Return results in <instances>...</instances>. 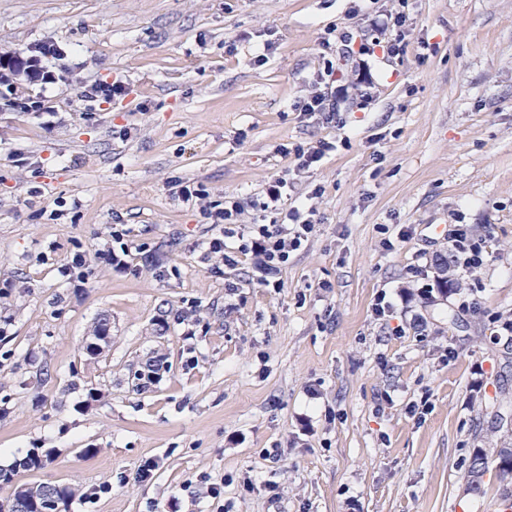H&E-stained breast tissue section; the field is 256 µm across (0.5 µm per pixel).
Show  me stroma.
<instances>
[{"label": "stroma", "instance_id": "35a3bbf8", "mask_svg": "<svg viewBox=\"0 0 512 512\" xmlns=\"http://www.w3.org/2000/svg\"><path fill=\"white\" fill-rule=\"evenodd\" d=\"M398 9L403 53L340 55L337 36L364 43ZM0 54L40 58L33 79L0 69V466L51 454L14 484L79 488L71 512H501L512 0H0ZM329 63L330 122L299 109ZM116 80L121 99L81 95ZM322 141L293 192L316 231L272 287L254 255L210 253L218 228L171 191L200 183L270 224L254 203L292 166L282 147ZM116 224L126 269L97 257ZM451 224L489 255L444 296ZM77 253L92 273L61 276ZM486 455L483 449H474L467 470V484L469 490L479 489L482 478L486 472Z\"/></svg>", "mask_w": 512, "mask_h": 512}]
</instances>
